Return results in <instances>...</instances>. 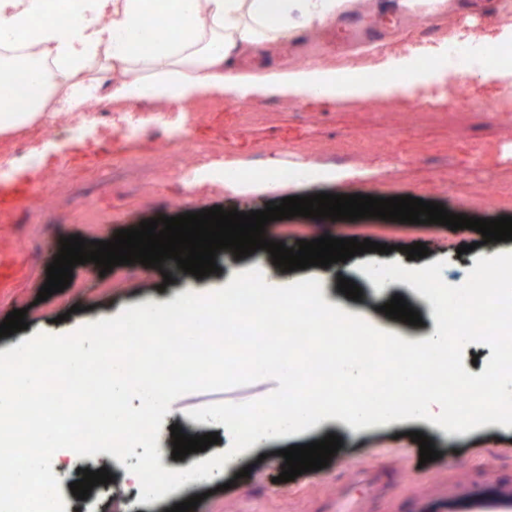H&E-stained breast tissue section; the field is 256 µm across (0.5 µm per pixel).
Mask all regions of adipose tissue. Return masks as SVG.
Returning <instances> with one entry per match:
<instances>
[{
	"instance_id": "ef3b65f1",
	"label": "adipose tissue",
	"mask_w": 512,
	"mask_h": 512,
	"mask_svg": "<svg viewBox=\"0 0 512 512\" xmlns=\"http://www.w3.org/2000/svg\"><path fill=\"white\" fill-rule=\"evenodd\" d=\"M144 0H84L68 27H39L20 47L47 67L32 85L29 111L0 104V134H8L62 111L64 105H84L94 94L92 71L112 74L109 96L119 105L143 103L160 110L186 111L204 95L236 98L247 93H277L287 99L317 92L355 107L373 99L407 96L428 102L430 77H443L447 67L412 69L403 59L381 56L380 66L407 74L402 84H341L336 70L321 59L291 68L259 73L236 66L241 57L271 50L302 33L321 29L336 14L357 6L358 0H174L188 19L179 33L152 40L136 51L127 43L138 29Z\"/></svg>"
}]
</instances>
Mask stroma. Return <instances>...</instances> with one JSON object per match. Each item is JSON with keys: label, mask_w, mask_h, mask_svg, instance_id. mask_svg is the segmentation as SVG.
<instances>
[{"label": "stroma", "mask_w": 512, "mask_h": 512, "mask_svg": "<svg viewBox=\"0 0 512 512\" xmlns=\"http://www.w3.org/2000/svg\"><path fill=\"white\" fill-rule=\"evenodd\" d=\"M377 0H363L356 17L387 30L393 53L415 45L423 52L447 54L449 67H462L469 79L470 99L441 110L405 101L387 110L370 101L348 109L317 96L296 101L286 108L278 95H257L247 104L222 95L201 97L192 110L190 134L203 161L182 156L168 133L173 113L155 120L145 107L131 109L110 98L91 102L95 121L87 123L82 112L48 119L23 132L0 134V160L11 165L26 182V193L14 197L13 186L0 185V264L9 271L0 283V322L16 309L26 312L27 329L0 338V352L7 351L35 333L64 335L122 309L167 301L195 288L210 293L212 285H227L234 274L259 268L262 275L294 283L316 278L328 292H336L339 278L355 282L360 300L342 299L339 306L350 312L361 309L377 329L424 335L436 326L423 295L402 284L380 291L371 286L363 264L399 262L418 269L444 261V281H466L477 258L511 252L512 240L483 243L481 233L450 230L440 224H387L376 237L390 245L387 254L357 255L329 267L312 266L285 272L265 250L236 258L232 251L217 254L216 273L203 278L184 273L165 283L159 270H143L140 263L114 266L101 273L99 266L76 265L72 281L45 301L38 293L47 279L63 238L77 235L88 241L113 239L117 230L138 227L140 222L162 215L176 217L214 206L230 211L265 209L267 203L292 196L319 193L361 194L388 198L411 196L443 204L454 214L482 219L512 216V112L484 110V102L504 100L512 91V63L489 81L482 59L499 42H512V17L502 0H446L444 17L464 14L484 5L491 14L475 53L457 54L435 37L418 34L411 22L399 19V0H387L386 12H375ZM340 19L329 20L311 36L279 53L244 57L253 70L269 66H295L308 57L332 60L347 52L337 43ZM135 117L137 131L124 134L128 117ZM306 168L298 181L265 190L254 177L257 169L271 170L289 161ZM238 166L248 175L242 185L224 183V167ZM424 243L429 254L408 259L401 248ZM471 250L457 254L460 245ZM399 295L418 311L421 325L412 326L389 318L381 307ZM278 386L271 378L221 391L193 392L177 398L161 425L163 437L171 426L182 433L201 436L216 432L212 421L190 417L193 409L214 403L241 404L272 393ZM427 436L438 459L421 463L418 443L411 432ZM334 434L341 439V453L351 462L328 466L280 481L281 449L305 445ZM72 480H81L83 469H107L111 485H99L94 495L81 500L63 489L65 512H168L183 498L200 496L195 512H332L336 497L356 487L359 469H378L391 481L387 498L376 512H408L410 499L448 492L460 483L482 476L485 467L512 479V428L487 424L465 433L444 430L424 419L377 424L357 430L340 420H323L292 435L255 444L237 454L235 470L214 471L210 480L184 484L149 501H140L135 487L124 486L122 464L111 454L76 458ZM249 468L246 477L236 469Z\"/></svg>", "instance_id": "stroma-1"}]
</instances>
